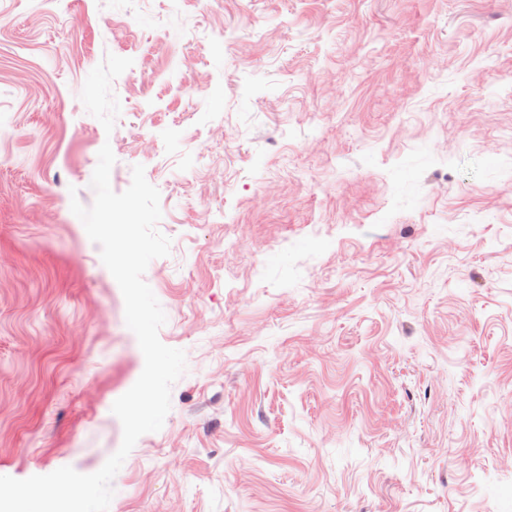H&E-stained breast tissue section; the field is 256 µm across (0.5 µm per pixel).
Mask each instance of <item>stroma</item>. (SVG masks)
<instances>
[{
  "instance_id": "stroma-1",
  "label": "stroma",
  "mask_w": 512,
  "mask_h": 512,
  "mask_svg": "<svg viewBox=\"0 0 512 512\" xmlns=\"http://www.w3.org/2000/svg\"><path fill=\"white\" fill-rule=\"evenodd\" d=\"M106 144L186 353L109 512H512V0H0V476L122 442Z\"/></svg>"
}]
</instances>
